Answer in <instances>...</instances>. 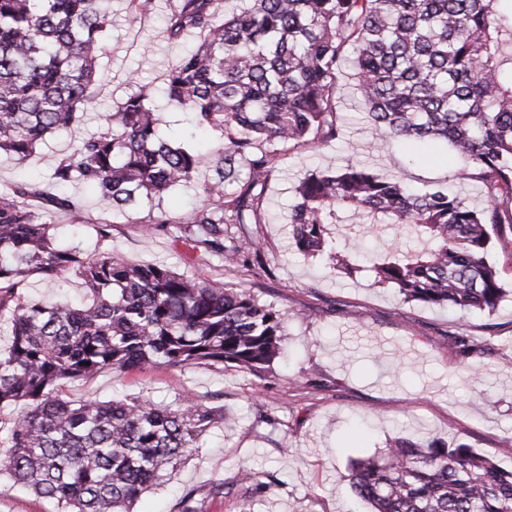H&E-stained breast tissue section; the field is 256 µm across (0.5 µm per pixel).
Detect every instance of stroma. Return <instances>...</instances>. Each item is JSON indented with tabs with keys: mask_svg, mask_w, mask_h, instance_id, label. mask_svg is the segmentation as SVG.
Listing matches in <instances>:
<instances>
[{
	"mask_svg": "<svg viewBox=\"0 0 512 512\" xmlns=\"http://www.w3.org/2000/svg\"><path fill=\"white\" fill-rule=\"evenodd\" d=\"M176 3L155 0L151 13L134 15L128 0H111L97 103L84 116L85 133L105 130L109 112L141 88L158 111L159 131L168 141L203 153L223 142L221 129L195 127L187 113L166 103L164 77L180 52L166 32ZM353 73L351 63H344L332 91L341 137L314 150L284 146L273 165L251 217L264 262L260 269L225 265L173 233L144 232V225L159 217L174 226L185 223L206 197L209 172L177 186L159 203L123 211L106 208L92 188L74 186L70 194L84 216L77 223L43 209L41 201L55 192L54 166L72 151L67 135L50 136L24 162L0 157V194L20 184L36 187L40 195L31 204L55 225L60 242L91 255L112 251L132 264L158 263L198 279L231 283L284 315V352L266 372L246 373L230 364L146 366L67 385L74 401L140 397L169 403L189 394L228 416V423L208 428L193 455L143 495L134 512H179L188 488L202 496L203 512H238V479L245 467L265 482L252 500V512H368L345 478L348 466L398 436L418 443L430 436L462 442L500 467L512 468L511 278L496 312L462 313L404 301L395 289L376 282L369 271L376 258L412 245L400 227L348 220L334 226L341 250L361 256L360 272L351 275L289 248L295 186L311 172L350 160L416 191L439 185L468 204L484 200L481 183L463 175L464 164L447 142L391 139L373 125ZM100 222L112 226L111 240L101 244L92 230ZM19 295L76 301L80 280L73 273L63 281L35 273ZM455 336L470 337L471 347L452 344ZM218 482L223 495L210 496L209 488ZM0 512L59 509L4 474Z\"/></svg>",
	"mask_w": 512,
	"mask_h": 512,
	"instance_id": "stroma-1",
	"label": "stroma"
}]
</instances>
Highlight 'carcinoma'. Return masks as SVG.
<instances>
[{
    "instance_id": "1",
    "label": "carcinoma",
    "mask_w": 512,
    "mask_h": 512,
    "mask_svg": "<svg viewBox=\"0 0 512 512\" xmlns=\"http://www.w3.org/2000/svg\"><path fill=\"white\" fill-rule=\"evenodd\" d=\"M179 0L169 39L198 44L166 73L169 105L199 127L224 130L206 155L157 133L148 95L135 92L86 135L108 0H0V152L24 162L54 133L76 142L51 179L46 206L81 219L61 189L83 183L125 209L161 198L212 172L209 197L178 225L193 248L229 264L261 252L245 229L253 191L264 186L279 147L313 148L340 137L332 90L355 55L357 89L374 125L390 138L444 140L486 189L480 210L435 187L415 192L358 162L308 174L290 207L292 247L327 255L353 272L328 228L343 215L367 224H404L421 246L373 264L378 283L408 301L493 314L506 295L491 254L512 256V7L503 0ZM17 186L0 195V312L11 320L0 353V405L26 407L0 445V472L60 512H131L161 485L166 469L197 447L216 415L189 396L173 404L87 398L62 391L100 372L145 365L232 364L261 373L281 351L284 319L250 292L199 280L161 264L89 257L61 244ZM75 271L90 302L20 300L32 272ZM347 478L373 512H512V470L470 446L434 437L396 438L351 464ZM240 512L261 482L246 470Z\"/></svg>"
}]
</instances>
